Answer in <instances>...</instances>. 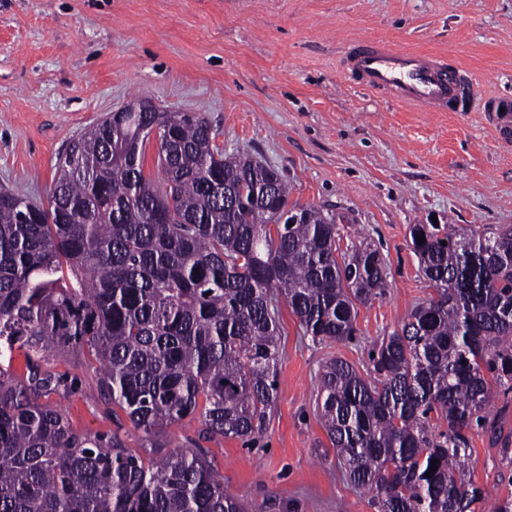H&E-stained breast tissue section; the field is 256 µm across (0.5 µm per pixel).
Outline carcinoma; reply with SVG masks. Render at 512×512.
I'll use <instances>...</instances> for the list:
<instances>
[{
    "mask_svg": "<svg viewBox=\"0 0 512 512\" xmlns=\"http://www.w3.org/2000/svg\"><path fill=\"white\" fill-rule=\"evenodd\" d=\"M409 236L434 295L374 346L371 371L326 362L321 419L378 512H474L468 433L493 431L488 409L512 393V225ZM340 240L335 214L289 205L276 170L224 154L192 112L110 113L59 158L46 208L0 187V359L25 350L23 372L0 370V512H243L200 446L147 466L115 434L78 435L42 402L71 389L52 360L93 351L95 401L151 448L198 412L199 438L252 443L278 398L279 296L305 335L340 342L388 287L379 250Z\"/></svg>",
    "mask_w": 512,
    "mask_h": 512,
    "instance_id": "obj_1",
    "label": "carcinoma"
}]
</instances>
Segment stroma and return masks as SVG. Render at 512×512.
<instances>
[{"instance_id":"stroma-1","label":"stroma","mask_w":512,"mask_h":512,"mask_svg":"<svg viewBox=\"0 0 512 512\" xmlns=\"http://www.w3.org/2000/svg\"><path fill=\"white\" fill-rule=\"evenodd\" d=\"M377 41L447 57L482 93L512 97V0H0V186L47 201L59 154L86 129L143 98L201 114L225 152L277 169L290 202L344 217L343 245L364 241L387 263L388 288L358 306L342 342L305 336L279 300V396L261 438L199 440V418L170 427L167 449L201 444L224 494L245 512H375L336 460L317 407L323 364L359 371L432 293L409 227L437 219L485 232L512 224V138L481 112H434L349 84L345 44ZM66 396L50 395L80 434H117L144 462L122 410L87 400L97 387L88 351L54 360ZM470 473L512 498V455L471 431Z\"/></svg>"}]
</instances>
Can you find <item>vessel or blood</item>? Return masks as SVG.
Instances as JSON below:
<instances>
[{
  "label": "vessel or blood",
  "instance_id": "1",
  "mask_svg": "<svg viewBox=\"0 0 512 512\" xmlns=\"http://www.w3.org/2000/svg\"><path fill=\"white\" fill-rule=\"evenodd\" d=\"M347 78H359L374 91L398 102L442 112L480 109L497 132L512 130V99L479 96L477 83L468 73L451 69L438 57L404 51L371 41L346 44Z\"/></svg>",
  "mask_w": 512,
  "mask_h": 512
}]
</instances>
